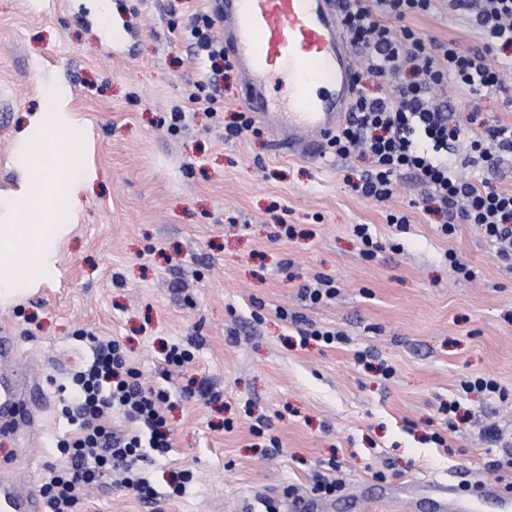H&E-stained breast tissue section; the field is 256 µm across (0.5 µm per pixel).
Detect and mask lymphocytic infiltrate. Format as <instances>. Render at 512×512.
<instances>
[{
	"mask_svg": "<svg viewBox=\"0 0 512 512\" xmlns=\"http://www.w3.org/2000/svg\"><path fill=\"white\" fill-rule=\"evenodd\" d=\"M337 2L343 34L360 61L359 75L378 81L373 91L357 85L348 116L329 141L338 156L358 147L370 159L355 191L383 202L399 179H411L421 189L418 205L442 213L441 235L474 225L497 245L501 259L511 260L512 188L463 179L448 157L465 147L468 165L499 175L512 163V125L475 131L451 123L452 105L438 93L450 86L462 96L512 88V56L502 53L512 46V0H448L449 11L465 13L480 35V46L470 49L410 26V18L431 13L439 0ZM221 23L215 2L191 12L180 30L204 77L192 82L185 105L171 110V127H179L187 111L214 116L224 109V78L232 64L224 54ZM77 339L90 356L71 378L73 406L66 415L72 432L57 443L65 463L49 468L40 487L49 512H76L82 489L107 473L140 501L156 502L158 493L140 468L172 448L162 409L168 393L141 383L119 341L84 331ZM116 412L135 423V430L113 428Z\"/></svg>",
	"mask_w": 512,
	"mask_h": 512,
	"instance_id": "obj_1",
	"label": "lymphocytic infiltrate"
}]
</instances>
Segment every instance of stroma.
Segmentation results:
<instances>
[{
  "label": "stroma",
  "instance_id": "1",
  "mask_svg": "<svg viewBox=\"0 0 512 512\" xmlns=\"http://www.w3.org/2000/svg\"><path fill=\"white\" fill-rule=\"evenodd\" d=\"M171 5L110 0L103 29L100 0H0V197L37 179L17 135L52 106L83 129L97 176L55 279L0 304L13 367L49 398L33 432L0 436V463L35 491L63 464L60 388L84 357L75 332L90 329L124 345L143 384L168 389L173 444L145 472L159 502H138L108 474L83 490L82 512H239L257 493L284 512L324 478L340 482L333 512H392L391 495L428 477L512 483L495 465L502 449L482 436L512 430V268L474 225L441 236L437 215L411 207L421 194L411 181L382 203L361 197L352 184L368 161L328 146L316 159L289 155L259 120L231 140L204 112L170 129L187 79L202 75L173 30L187 16ZM411 24L465 49L480 43L444 6ZM472 111L479 129L512 125V90L467 99L455 117ZM399 210L410 216L403 233L385 219ZM283 222L295 239L280 236ZM358 224L386 244L373 259ZM451 250L474 280L449 269ZM318 273L338 293L312 305L299 291ZM311 327L345 340L301 343ZM174 344L193 355L184 367L164 362ZM485 374L506 400L463 390ZM450 400L466 414L453 431L438 411ZM181 472L185 494L168 497Z\"/></svg>",
  "mask_w": 512,
  "mask_h": 512
}]
</instances>
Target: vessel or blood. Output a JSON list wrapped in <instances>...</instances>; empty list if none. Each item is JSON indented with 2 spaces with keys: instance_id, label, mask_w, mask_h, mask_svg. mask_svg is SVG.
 I'll list each match as a JSON object with an SVG mask.
<instances>
[{
  "instance_id": "b4317fda",
  "label": "vessel or blood",
  "mask_w": 512,
  "mask_h": 512,
  "mask_svg": "<svg viewBox=\"0 0 512 512\" xmlns=\"http://www.w3.org/2000/svg\"><path fill=\"white\" fill-rule=\"evenodd\" d=\"M224 48L242 75L245 106L269 120L280 148L306 156L317 138L344 121L355 94V59L340 28L336 0H224ZM288 79V97L278 100L272 78ZM18 389L0 378V406L10 408L14 429L34 424L32 409L17 405ZM428 498L400 497L397 512H472L487 503L496 512H512V489L494 478L476 480L475 497L463 499L447 480L422 484ZM0 512H44L40 496L0 481Z\"/></svg>"
}]
</instances>
